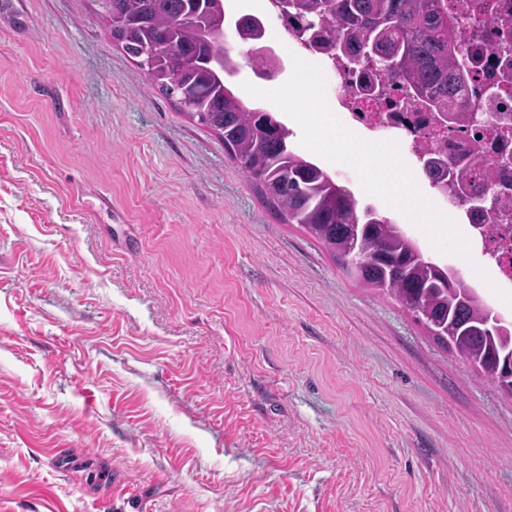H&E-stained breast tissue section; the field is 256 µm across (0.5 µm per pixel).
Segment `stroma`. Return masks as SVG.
<instances>
[{"label": "stroma", "mask_w": 512, "mask_h": 512, "mask_svg": "<svg viewBox=\"0 0 512 512\" xmlns=\"http://www.w3.org/2000/svg\"><path fill=\"white\" fill-rule=\"evenodd\" d=\"M224 45L236 95L292 74ZM0 512H512V394L280 223L97 0H0Z\"/></svg>", "instance_id": "stroma-1"}]
</instances>
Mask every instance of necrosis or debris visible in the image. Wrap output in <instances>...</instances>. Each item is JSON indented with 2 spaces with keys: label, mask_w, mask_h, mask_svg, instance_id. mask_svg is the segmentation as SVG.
Masks as SVG:
<instances>
[{
  "label": "necrosis or debris",
  "mask_w": 512,
  "mask_h": 512,
  "mask_svg": "<svg viewBox=\"0 0 512 512\" xmlns=\"http://www.w3.org/2000/svg\"><path fill=\"white\" fill-rule=\"evenodd\" d=\"M480 2L448 0L459 16L454 32L459 57L476 62L463 100L473 120L460 127H440L430 112L415 102L411 88L403 85H389L386 98L380 100L365 96L357 88L358 74L349 73L341 60L319 50L314 43H303L287 33L278 43V52L285 58L302 51L322 67L325 76L335 77L336 88L329 105L344 123L369 133L375 140L392 131L400 146L412 150L425 147V154L416 157L420 163L426 155L438 152L457 155L469 149L478 130L490 140L503 136L512 141V85L491 93L501 60L487 50L489 43L495 42L506 46L512 56V0H493L495 7L488 11L481 9ZM448 212L466 226L470 242L476 243L493 272L496 288L511 291L512 203L495 202L491 211L479 215L472 213L467 204L452 199Z\"/></svg>",
  "instance_id": "obj_1"
}]
</instances>
